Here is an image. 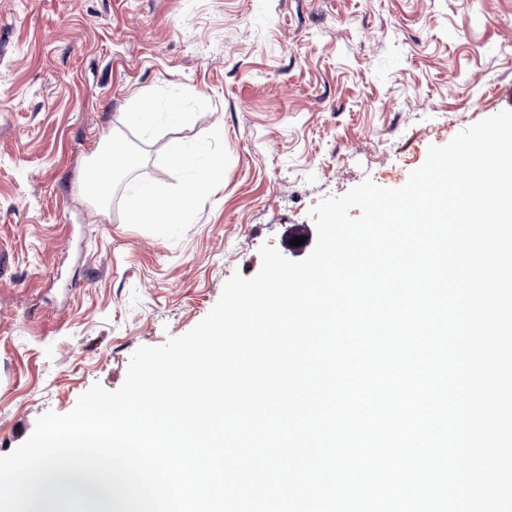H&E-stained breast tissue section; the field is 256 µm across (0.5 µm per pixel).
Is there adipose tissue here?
Here are the masks:
<instances>
[{"label":"adipose tissue","instance_id":"ef3b65f1","mask_svg":"<svg viewBox=\"0 0 512 512\" xmlns=\"http://www.w3.org/2000/svg\"><path fill=\"white\" fill-rule=\"evenodd\" d=\"M205 149L200 145L171 142L167 160L176 169L186 172L187 177L174 193L162 192L155 184L143 182L134 186L128 197V212L134 224H184L194 208L199 192L222 174L221 160H204ZM138 163L130 147L120 139H112L96 166L86 176L88 193L100 203H108L112 195V178L127 173Z\"/></svg>","mask_w":512,"mask_h":512}]
</instances>
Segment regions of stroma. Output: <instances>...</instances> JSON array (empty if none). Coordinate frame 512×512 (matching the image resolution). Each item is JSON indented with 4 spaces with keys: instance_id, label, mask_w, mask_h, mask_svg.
<instances>
[{
    "instance_id": "obj_1",
    "label": "stroma",
    "mask_w": 512,
    "mask_h": 512,
    "mask_svg": "<svg viewBox=\"0 0 512 512\" xmlns=\"http://www.w3.org/2000/svg\"><path fill=\"white\" fill-rule=\"evenodd\" d=\"M141 91L187 121L127 123ZM503 110L512 0H0V455L117 390L262 245L307 257L324 198L403 187ZM114 136L142 160L102 207L84 174ZM174 139L206 143L223 179L189 223H127L132 183L179 188Z\"/></svg>"
}]
</instances>
